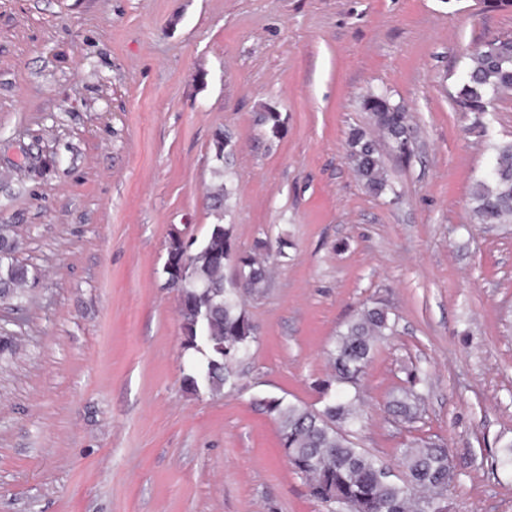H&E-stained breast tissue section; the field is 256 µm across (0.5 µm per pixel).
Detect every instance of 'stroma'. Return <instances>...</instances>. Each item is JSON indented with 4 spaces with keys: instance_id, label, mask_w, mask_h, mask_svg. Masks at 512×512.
<instances>
[{
    "instance_id": "stroma-1",
    "label": "stroma",
    "mask_w": 512,
    "mask_h": 512,
    "mask_svg": "<svg viewBox=\"0 0 512 512\" xmlns=\"http://www.w3.org/2000/svg\"><path fill=\"white\" fill-rule=\"evenodd\" d=\"M512 38L484 0H0V225L29 270L0 301V512H325L262 406H319L324 354L378 302L399 318L359 385V446L394 465L421 437L458 472L449 512H512V224H479L489 142L512 94L457 111L467 55ZM384 90L419 135L382 157L377 196L347 158ZM281 117L279 135L258 123ZM231 138L227 223L268 252L257 328L234 390H186L172 232L203 240L214 138ZM426 375L418 423L387 403Z\"/></svg>"
}]
</instances>
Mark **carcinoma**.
<instances>
[{
    "label": "carcinoma",
    "mask_w": 512,
    "mask_h": 512,
    "mask_svg": "<svg viewBox=\"0 0 512 512\" xmlns=\"http://www.w3.org/2000/svg\"><path fill=\"white\" fill-rule=\"evenodd\" d=\"M469 63L455 94L462 112L488 113L501 95L512 92V39H493L468 55ZM362 108L399 160L410 158L408 143L417 128L406 107L384 92L370 93ZM348 159L366 189L382 195L392 190L377 143L362 129L351 130ZM491 170L473 188L472 212L479 224H512V141L491 144ZM224 182L210 196L215 223L188 256L190 277L179 289L183 349L201 355L191 361L184 377L187 389L218 395L232 388L237 367L250 356L257 329L243 306L241 292L259 294L268 269L252 253L237 251L234 225L224 223L231 196L230 176L218 169ZM15 245L0 241V300L23 298L28 268L14 257ZM234 260L243 279L224 275V260ZM397 331V320L379 303L364 306L336 335L327 350L333 373L323 386L319 408L284 398L264 402L279 425L281 448L293 470L304 479L310 495L332 512H448V449L434 442L414 441L400 449L401 474L359 448L350 432L362 421L359 382L378 346ZM422 378L409 372L390 400V412L403 424L422 415ZM355 392H349V389Z\"/></svg>",
    "instance_id": "cac0c4a2"
}]
</instances>
